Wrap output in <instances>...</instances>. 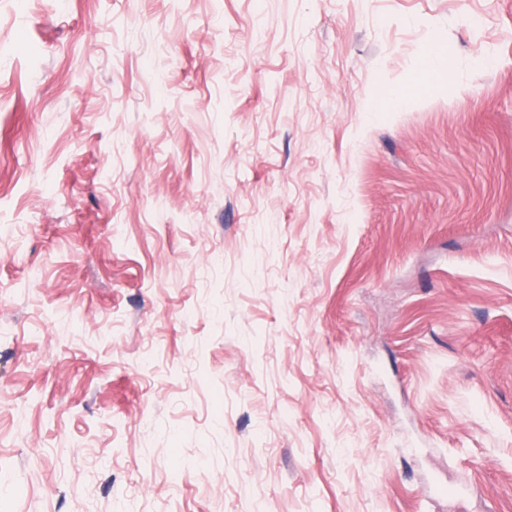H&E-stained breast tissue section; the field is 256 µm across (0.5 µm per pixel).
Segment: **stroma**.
Segmentation results:
<instances>
[{"mask_svg": "<svg viewBox=\"0 0 512 512\" xmlns=\"http://www.w3.org/2000/svg\"><path fill=\"white\" fill-rule=\"evenodd\" d=\"M0 512H512V0H0Z\"/></svg>", "mask_w": 512, "mask_h": 512, "instance_id": "1", "label": "stroma"}]
</instances>
